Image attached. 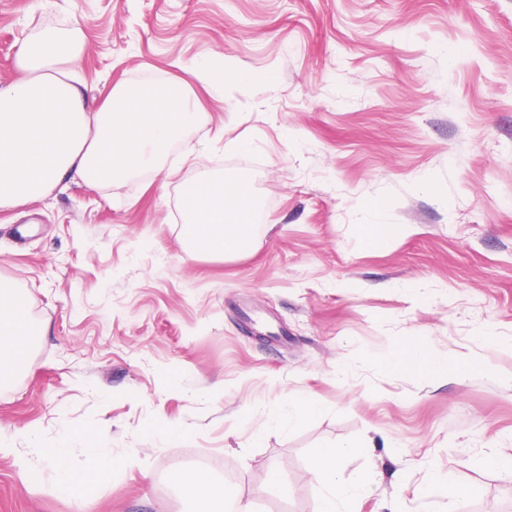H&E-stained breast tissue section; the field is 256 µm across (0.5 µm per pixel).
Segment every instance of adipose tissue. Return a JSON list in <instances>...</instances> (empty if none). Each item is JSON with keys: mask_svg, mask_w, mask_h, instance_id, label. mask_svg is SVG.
<instances>
[{"mask_svg": "<svg viewBox=\"0 0 512 512\" xmlns=\"http://www.w3.org/2000/svg\"><path fill=\"white\" fill-rule=\"evenodd\" d=\"M84 51L77 32L47 27L28 37L16 58L18 79L0 83V209L48 194L69 173L92 183H112L150 167L184 132L204 124L188 81L113 86L103 105L88 110L76 86L62 80ZM181 246L186 259H226L247 254L257 203L242 178L202 177L182 197ZM36 334L23 298L0 280V387L19 373ZM386 367L422 376L451 373L447 359L418 341L398 346ZM314 471L329 484L316 512H336V502L367 492L364 482H344L335 453L320 455ZM173 482L193 501L216 500L225 512H251L234 487L198 469L174 473Z\"/></svg>", "mask_w": 512, "mask_h": 512, "instance_id": "adipose-tissue-1", "label": "adipose tissue"}]
</instances>
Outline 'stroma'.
I'll return each mask as SVG.
<instances>
[{
	"label": "stroma",
	"instance_id": "obj_1",
	"mask_svg": "<svg viewBox=\"0 0 512 512\" xmlns=\"http://www.w3.org/2000/svg\"><path fill=\"white\" fill-rule=\"evenodd\" d=\"M46 26L81 31L92 108L195 64L223 79L190 80L206 121L154 168L0 210V279L38 328L0 388V512H217L185 468L315 512L326 450L372 485L340 512H445L459 487V512H512L484 464L512 458V0H0L1 83ZM203 175L248 177L249 254L185 260ZM407 338L469 373L385 372ZM299 395L317 411L268 426ZM59 449L106 484L61 497Z\"/></svg>",
	"mask_w": 512,
	"mask_h": 512
}]
</instances>
